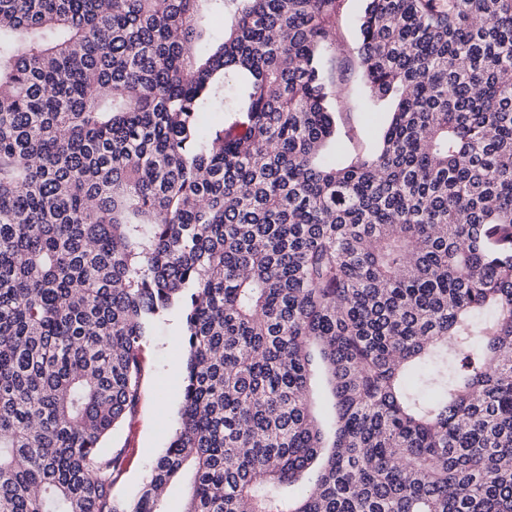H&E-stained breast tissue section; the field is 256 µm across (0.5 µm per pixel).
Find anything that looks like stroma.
<instances>
[{"instance_id": "1", "label": "stroma", "mask_w": 512, "mask_h": 512, "mask_svg": "<svg viewBox=\"0 0 512 512\" xmlns=\"http://www.w3.org/2000/svg\"><path fill=\"white\" fill-rule=\"evenodd\" d=\"M390 106L378 112H365L355 103L339 109V125L350 129L355 143L374 150L389 119ZM182 323L179 313L164 317L148 336L143 348V376L138 407L108 445L126 451L125 472L114 491L130 498L142 485L152 460L165 448L178 426L184 356L181 350Z\"/></svg>"}]
</instances>
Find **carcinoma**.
Returning a JSON list of instances; mask_svg holds the SVG:
<instances>
[{"instance_id": "carcinoma-1", "label": "carcinoma", "mask_w": 512, "mask_h": 512, "mask_svg": "<svg viewBox=\"0 0 512 512\" xmlns=\"http://www.w3.org/2000/svg\"><path fill=\"white\" fill-rule=\"evenodd\" d=\"M344 2L0 0V512L188 471L181 512H512V0H359L351 52ZM354 67L392 116L342 158ZM173 310L125 499L103 441ZM182 323L174 311L148 336L143 348V376L138 407L113 434L106 450L126 448L125 472L114 492L132 498L148 473L152 460L165 448L178 426L184 356Z\"/></svg>"}]
</instances>
